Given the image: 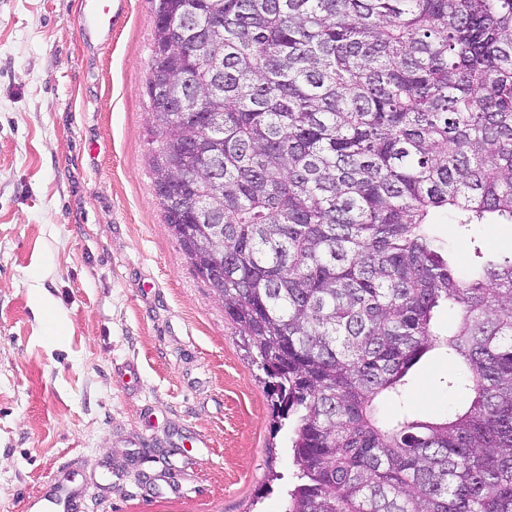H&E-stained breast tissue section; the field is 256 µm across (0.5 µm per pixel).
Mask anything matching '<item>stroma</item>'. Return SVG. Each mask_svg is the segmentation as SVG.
<instances>
[{
    "mask_svg": "<svg viewBox=\"0 0 512 512\" xmlns=\"http://www.w3.org/2000/svg\"><path fill=\"white\" fill-rule=\"evenodd\" d=\"M156 4L102 45L85 0H0V512L60 485L77 512L285 509L288 432L153 190ZM452 370L416 367L412 414L454 410Z\"/></svg>",
    "mask_w": 512,
    "mask_h": 512,
    "instance_id": "1",
    "label": "stroma"
}]
</instances>
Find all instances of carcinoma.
I'll use <instances>...</instances> for the list:
<instances>
[{
	"mask_svg": "<svg viewBox=\"0 0 512 512\" xmlns=\"http://www.w3.org/2000/svg\"><path fill=\"white\" fill-rule=\"evenodd\" d=\"M153 39L163 223L291 432L285 512H512V253L432 231L512 224V0H158ZM458 372L444 356L433 355L424 359L415 369L416 379L407 395L409 411L419 417L429 415L446 416L456 406V395L434 385L448 373Z\"/></svg>",
	"mask_w": 512,
	"mask_h": 512,
	"instance_id": "obj_1",
	"label": "carcinoma"
}]
</instances>
